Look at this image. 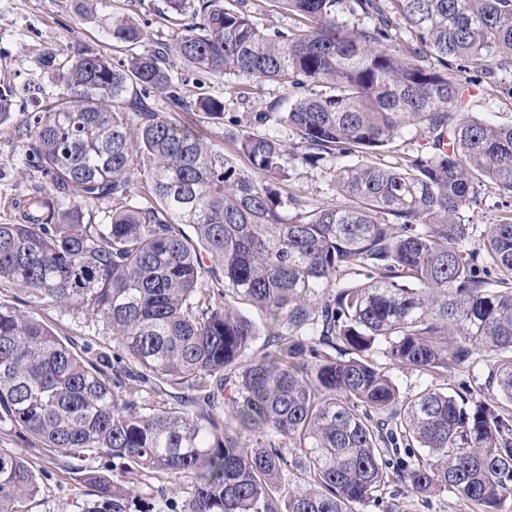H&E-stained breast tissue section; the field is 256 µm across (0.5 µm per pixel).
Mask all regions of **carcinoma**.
Listing matches in <instances>:
<instances>
[{
  "label": "carcinoma",
  "instance_id": "1",
  "mask_svg": "<svg viewBox=\"0 0 512 512\" xmlns=\"http://www.w3.org/2000/svg\"><path fill=\"white\" fill-rule=\"evenodd\" d=\"M236 2L202 0L142 52L144 29L112 21L118 64L49 58L63 91L32 118L52 191L0 224V289L100 322L113 345L0 303V434L68 458L91 512L169 483L186 486L179 512H359L393 484L512 512V211L481 231L462 217L481 186L512 197V125L464 103L466 82L512 68V0H273L299 32L260 29ZM358 12L371 24L339 20ZM175 59L289 95L218 149L147 103L224 120V101L185 97ZM408 127L425 149L369 159ZM292 148L309 165L358 160L336 167L340 203L290 221ZM137 162L155 204L102 208L129 197ZM382 359L417 372L416 390ZM453 366L471 380L451 393ZM40 491L27 457L0 448V512Z\"/></svg>",
  "mask_w": 512,
  "mask_h": 512
}]
</instances>
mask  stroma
<instances>
[{
  "instance_id": "obj_1",
  "label": "stroma",
  "mask_w": 512,
  "mask_h": 512,
  "mask_svg": "<svg viewBox=\"0 0 512 512\" xmlns=\"http://www.w3.org/2000/svg\"><path fill=\"white\" fill-rule=\"evenodd\" d=\"M131 16L147 33L148 46L172 42L192 21L191 14L176 15L165 0H0V89L14 88L10 119L0 125V223L17 219L16 201L36 192H49L50 181L36 167L33 153L34 129L29 120L42 96L57 92V76L46 63L51 53H76L91 48L112 59L124 58V51L113 48L105 37L112 19ZM173 78L188 98L198 96L223 100L228 115L244 117L248 112H265L285 94L283 87L268 82H252L247 97L228 91L227 78L175 63ZM473 115L500 123H512V70L498 72L495 82L471 87L466 98ZM335 159L311 166L291 163L290 190L299 206L310 209L339 203L334 173ZM23 288L0 291V302L31 306L36 316L58 335L80 336L95 343H111L106 326H87L85 320L65 315L44 304L29 305ZM0 448L15 449L31 460L43 485V493L30 506V512H83L89 497L62 462L49 459L36 442L12 434H0ZM365 512H471L468 503L448 492L421 496L403 488L389 487L381 504Z\"/></svg>"
}]
</instances>
